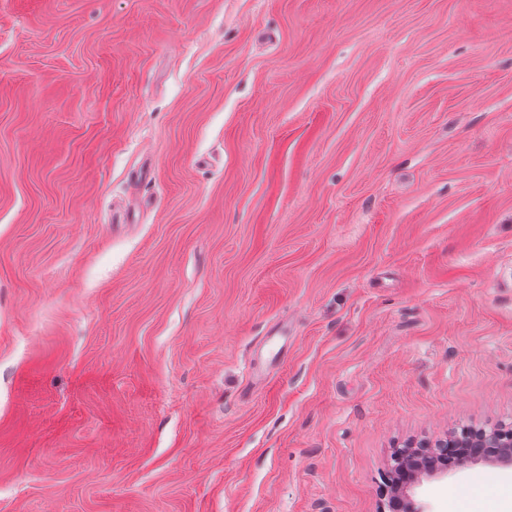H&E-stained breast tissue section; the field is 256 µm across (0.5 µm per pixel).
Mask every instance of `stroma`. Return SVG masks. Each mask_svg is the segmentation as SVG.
<instances>
[{
  "mask_svg": "<svg viewBox=\"0 0 512 512\" xmlns=\"http://www.w3.org/2000/svg\"><path fill=\"white\" fill-rule=\"evenodd\" d=\"M509 423L512 0H0V512H385Z\"/></svg>",
  "mask_w": 512,
  "mask_h": 512,
  "instance_id": "obj_1",
  "label": "stroma"
}]
</instances>
